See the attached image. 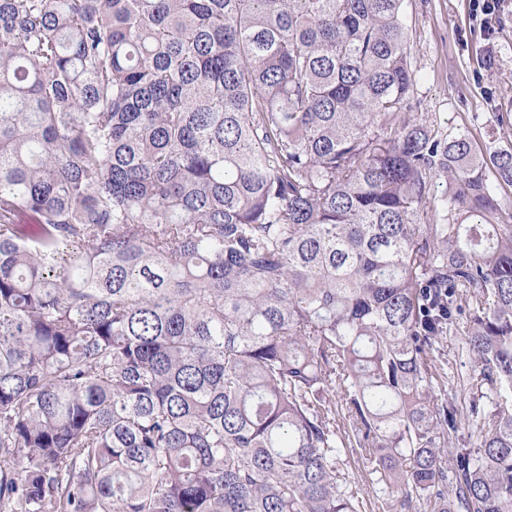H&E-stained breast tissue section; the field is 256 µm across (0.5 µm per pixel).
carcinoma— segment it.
I'll return each mask as SVG.
<instances>
[{"mask_svg":"<svg viewBox=\"0 0 512 512\" xmlns=\"http://www.w3.org/2000/svg\"><path fill=\"white\" fill-rule=\"evenodd\" d=\"M416 85L406 0H0V512H512V146ZM370 470L355 452L349 453L345 458L344 466H342V472L345 474L349 489L356 493L359 498L364 497L367 501L366 512H388L386 506L378 502L371 493L369 486H371L373 475L370 474Z\"/></svg>","mask_w":512,"mask_h":512,"instance_id":"carcinoma-1","label":"carcinoma"}]
</instances>
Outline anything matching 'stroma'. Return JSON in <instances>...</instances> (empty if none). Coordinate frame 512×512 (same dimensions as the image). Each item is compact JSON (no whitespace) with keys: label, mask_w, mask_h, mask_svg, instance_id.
<instances>
[{"label":"stroma","mask_w":512,"mask_h":512,"mask_svg":"<svg viewBox=\"0 0 512 512\" xmlns=\"http://www.w3.org/2000/svg\"><path fill=\"white\" fill-rule=\"evenodd\" d=\"M418 109L482 143H512V0L481 30L468 0H407Z\"/></svg>","instance_id":"obj_1"}]
</instances>
